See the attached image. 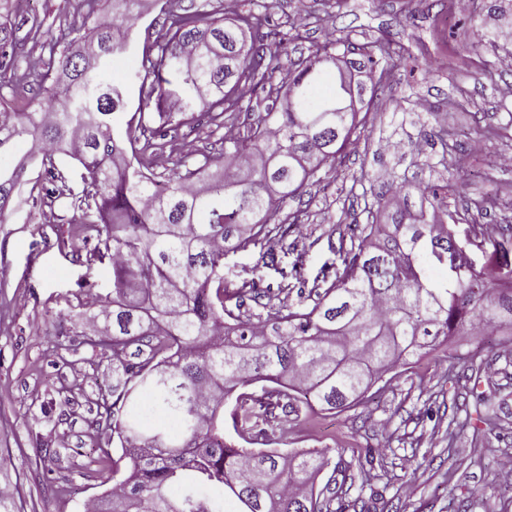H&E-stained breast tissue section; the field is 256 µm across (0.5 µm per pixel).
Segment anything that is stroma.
Returning a JSON list of instances; mask_svg holds the SVG:
<instances>
[{"mask_svg":"<svg viewBox=\"0 0 512 512\" xmlns=\"http://www.w3.org/2000/svg\"><path fill=\"white\" fill-rule=\"evenodd\" d=\"M172 10L264 14L270 51L292 62L330 36L372 51L384 38L402 48L384 92L360 110L359 139L296 197L280 202L282 215L297 216V229L280 242L226 252L225 287L255 281L281 289L291 303L312 304L342 271V240L367 221L356 178L381 185L394 171L435 187L458 181V194L424 199L414 193L409 206L438 220L456 214L454 231L468 262L489 267L505 225H512V164L503 161L512 155V98L497 95L501 84L512 83V41L500 36L512 30V0H471L465 12L453 0H306L300 14L294 0H162L137 20L127 50L113 57L110 77L143 73V43L165 30ZM12 21L21 42L18 67L50 54L42 40L29 37L32 23L65 34L55 51L60 56L88 29L80 0H30ZM239 100L223 126L192 122L191 144L155 138L142 160L160 178L184 156L221 155L228 130L246 134L273 106L259 84L245 86ZM450 107L461 147L483 144L468 170L456 168L442 141L437 116ZM489 129L495 138H485ZM57 166L65 197L22 194L0 219V473L19 481L25 512H81L103 490L91 464L99 441L89 423L99 388L112 380L111 361L82 343L73 313L111 293L112 267L99 258L104 246L96 232L75 241L72 201L84 188L81 169L64 159ZM488 194L499 207L476 210L474 200ZM66 397L74 406L62 418ZM452 421L466 424L453 440ZM42 442L69 450L50 472L36 464ZM277 446L327 448L329 464L315 482L326 500H354L366 480L370 512H512V482L498 476L512 458V335L503 328L462 330L346 411L300 407ZM365 454L384 462L366 477L357 465Z\"/></svg>","mask_w":512,"mask_h":512,"instance_id":"35a3bbf8","label":"stroma"}]
</instances>
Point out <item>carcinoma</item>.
<instances>
[{"instance_id":"carcinoma-1","label":"carcinoma","mask_w":512,"mask_h":512,"mask_svg":"<svg viewBox=\"0 0 512 512\" xmlns=\"http://www.w3.org/2000/svg\"><path fill=\"white\" fill-rule=\"evenodd\" d=\"M141 0H112V16L98 19V0H83L91 34L64 55L58 68L30 60L0 77L17 89L34 76L42 99L28 112L0 111V156L23 145L19 164L0 166V218L13 208L41 160L46 176L61 180L55 157L83 169L82 207L88 226L105 235L100 259L112 264V295L97 310L78 314L88 336L112 352V386L97 402L90 427L104 443L99 471L109 485L93 497L94 512H224L225 495L237 512H331L306 484L324 463L325 449L243 448L224 437V404L237 437L253 443L274 409L294 412L293 394L310 407L342 412L360 402L383 375L411 364L422 350L469 324L478 330L512 326V280L494 292L486 272L430 280L422 261L463 251L447 224H429L405 207L358 229L343 256L344 273L309 307L288 303L255 323L238 310L270 290L251 282L224 287V253L282 240L291 224L274 204L293 197L340 151L357 129L346 99L387 86L400 51L380 43L384 66L371 88L331 83L323 63L335 61L340 42L328 41L298 64L281 62L255 39L245 46L240 26L259 33L260 14L222 22L200 11L169 12V26L148 49L157 112H177L221 125L238 105L244 84L278 91V107L247 134L224 141V156L179 161L158 192L154 177L135 158L136 132L148 117L137 107L124 120L132 83L114 82L107 61L128 46ZM19 47L8 17L0 16V56ZM56 107L46 118L41 109ZM387 191H423L406 175H393ZM148 338V351L131 358L130 344ZM162 422L148 425L144 401ZM121 454L113 458L109 448ZM220 486L226 494L209 490Z\"/></svg>"}]
</instances>
